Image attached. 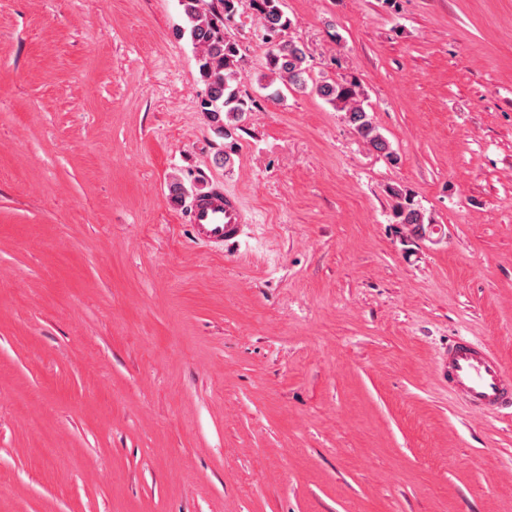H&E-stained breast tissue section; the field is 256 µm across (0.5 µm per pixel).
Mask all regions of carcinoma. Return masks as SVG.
Here are the masks:
<instances>
[{
  "label": "carcinoma",
  "mask_w": 512,
  "mask_h": 512,
  "mask_svg": "<svg viewBox=\"0 0 512 512\" xmlns=\"http://www.w3.org/2000/svg\"><path fill=\"white\" fill-rule=\"evenodd\" d=\"M241 0H181L188 34L197 50L198 68L205 85L200 107L217 135L230 141L229 150L217 158L228 163L235 143L236 131L247 117L258 109L257 100L240 91L238 82L242 70V55L238 44L225 36L224 23L238 11ZM282 0H250L258 19L262 41L268 46L267 68L274 78L260 85L270 90L269 97L281 100L284 92L311 89L338 111L357 134L375 151L393 158L385 137L374 124L364 106V92L355 79L335 81L311 76L306 66L304 47L286 38L292 21L281 8ZM393 199V223L410 228L417 238L431 232L434 219L414 199L413 194L399 187L389 188Z\"/></svg>",
  "instance_id": "obj_1"
}]
</instances>
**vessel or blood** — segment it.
<instances>
[{"instance_id":"1","label":"vessel or blood","mask_w":512,"mask_h":512,"mask_svg":"<svg viewBox=\"0 0 512 512\" xmlns=\"http://www.w3.org/2000/svg\"><path fill=\"white\" fill-rule=\"evenodd\" d=\"M245 216L238 199L215 194L196 204L192 223L202 237L222 243L235 238ZM448 381L472 409L495 414L512 408V372L486 345L458 336L448 344Z\"/></svg>"}]
</instances>
